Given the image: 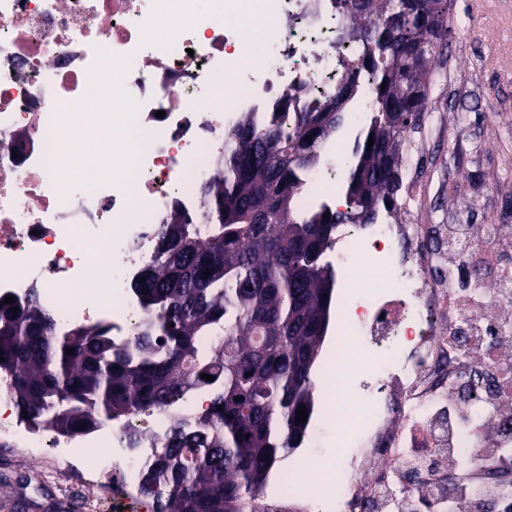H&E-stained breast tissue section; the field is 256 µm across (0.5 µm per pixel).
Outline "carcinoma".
<instances>
[{
    "mask_svg": "<svg viewBox=\"0 0 512 512\" xmlns=\"http://www.w3.org/2000/svg\"><path fill=\"white\" fill-rule=\"evenodd\" d=\"M449 2L412 0L402 14L396 0H334L372 78L347 210H301L296 196L320 144L345 120L354 70L288 127L274 110L232 130L217 177L199 190L208 232L176 207L154 233L145 281L133 284L145 313L133 347L115 343L106 326L60 329L36 292L12 304L0 298V379L18 414L69 434L145 409L166 414L202 389L208 407L190 426L170 421L141 492L155 512H254L269 471L301 447L310 425L311 371L336 283L326 252L339 225L371 224L396 205L406 167L384 171V150L401 155L403 136L427 111L421 89L428 63L444 56ZM336 100L338 116L328 111Z\"/></svg>",
    "mask_w": 512,
    "mask_h": 512,
    "instance_id": "carcinoma-1",
    "label": "carcinoma"
}]
</instances>
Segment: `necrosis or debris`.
<instances>
[{"mask_svg": "<svg viewBox=\"0 0 512 512\" xmlns=\"http://www.w3.org/2000/svg\"><path fill=\"white\" fill-rule=\"evenodd\" d=\"M195 21L197 0H0V297L32 289L60 326L104 324L131 343L144 313L133 281L144 249L173 208L200 214L199 187L218 173L224 135L243 114L263 121L283 93L305 87L306 102L333 94L360 54L333 0H260L259 21ZM263 54L252 57L253 41ZM120 91L112 139L135 152L132 170L87 177L77 147L61 151L66 126L82 124L93 94ZM299 196L307 207L336 201V155ZM498 224H406L396 212L343 228L336 261L343 290L336 371L353 347L364 359L346 389L323 405L356 412L342 457L320 459L317 512H450V498L419 495L442 459L480 468L488 429L512 451V390L497 386L512 350L489 360L483 345L512 347V257L492 246ZM502 267L492 284L473 264ZM399 390L402 424L387 430L382 398ZM0 395V444L77 455L101 449L96 471L113 493L140 489L141 469L167 432L155 420L137 444L134 425L105 422L67 436L15 416Z\"/></svg>", "mask_w": 512, "mask_h": 512, "instance_id": "necrosis-or-debris-1", "label": "necrosis or debris"}]
</instances>
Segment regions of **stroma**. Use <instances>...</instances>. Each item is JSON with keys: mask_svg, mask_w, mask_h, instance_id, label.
<instances>
[{"mask_svg": "<svg viewBox=\"0 0 512 512\" xmlns=\"http://www.w3.org/2000/svg\"><path fill=\"white\" fill-rule=\"evenodd\" d=\"M494 0H452L448 46L433 69L423 131L433 150L423 163L431 190L429 211L409 215L418 224H509L512 205L495 208L496 184H512V70L495 55L512 43V26L498 23ZM92 461L52 451L15 457L0 447V499L16 498L14 512H113L101 483L80 480Z\"/></svg>", "mask_w": 512, "mask_h": 512, "instance_id": "obj_1", "label": "stroma"}]
</instances>
